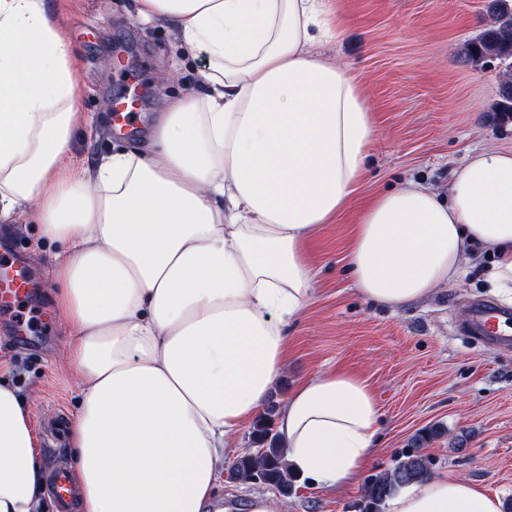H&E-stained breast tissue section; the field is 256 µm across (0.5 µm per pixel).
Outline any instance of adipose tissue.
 I'll return each instance as SVG.
<instances>
[{
    "instance_id": "adipose-tissue-1",
    "label": "adipose tissue",
    "mask_w": 512,
    "mask_h": 512,
    "mask_svg": "<svg viewBox=\"0 0 512 512\" xmlns=\"http://www.w3.org/2000/svg\"><path fill=\"white\" fill-rule=\"evenodd\" d=\"M203 51L202 89L173 98L145 145L74 163V53L45 0H0V223L55 246L42 283L78 387L79 512H209L220 463L287 368L288 326L316 293L307 244L365 179L375 118L356 77L314 51L332 0H133ZM512 303V152L472 153L447 195L409 180L362 204L353 287L398 309L459 281L468 255ZM30 400L0 379V512H44ZM360 375L320 371L283 401L294 473L342 491L378 429ZM448 474L385 512H500Z\"/></svg>"
}]
</instances>
